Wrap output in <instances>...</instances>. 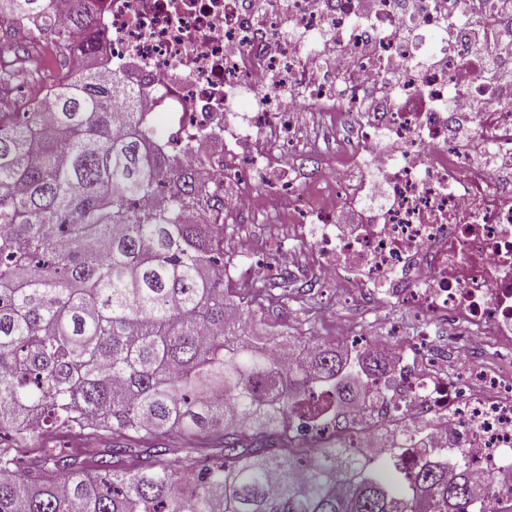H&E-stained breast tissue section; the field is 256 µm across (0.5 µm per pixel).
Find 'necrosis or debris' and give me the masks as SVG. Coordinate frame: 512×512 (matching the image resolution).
<instances>
[{
	"instance_id": "1",
	"label": "necrosis or debris",
	"mask_w": 512,
	"mask_h": 512,
	"mask_svg": "<svg viewBox=\"0 0 512 512\" xmlns=\"http://www.w3.org/2000/svg\"><path fill=\"white\" fill-rule=\"evenodd\" d=\"M99 22L102 60L140 110L210 159L225 216L256 206L275 118L349 113L350 167H323L332 195L289 200V221L315 227L329 276L466 333L421 359L396 351L387 394L304 445L444 448L512 507V370L475 365L465 389L448 375L489 347L512 358V0H102ZM374 160L386 201L346 233L336 210L358 203L352 169Z\"/></svg>"
}]
</instances>
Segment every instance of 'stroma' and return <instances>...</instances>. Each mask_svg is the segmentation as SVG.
Returning a JSON list of instances; mask_svg holds the SVG:
<instances>
[{"mask_svg":"<svg viewBox=\"0 0 512 512\" xmlns=\"http://www.w3.org/2000/svg\"><path fill=\"white\" fill-rule=\"evenodd\" d=\"M9 51L19 56L12 89L0 93V112H10L17 100L38 97L46 86L45 67L57 58L55 42L44 37L27 47L24 36L9 40ZM273 147L281 163L298 177L297 188L312 202L322 189L315 179L321 166L345 158L356 148L346 117L330 120L322 112L299 113L294 129ZM285 206L284 197L262 193L256 213L224 227V255L235 266L248 268L245 276L232 278L230 292L244 296L248 289H267L272 299L255 313L252 332L258 341L279 334L312 336L319 343L344 348L346 338L337 330L347 323L355 331L368 328L385 336L387 350L420 346L419 333L428 329L437 341H452L455 331L445 323H427L404 307L361 293H347L342 282L325 277L313 251V236L297 225L278 224L269 216ZM289 251L295 262L282 270L277 257Z\"/></svg>","mask_w":512,"mask_h":512,"instance_id":"obj_1","label":"stroma"}]
</instances>
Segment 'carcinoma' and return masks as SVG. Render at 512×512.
<instances>
[{
    "instance_id": "1",
    "label": "carcinoma",
    "mask_w": 512,
    "mask_h": 512,
    "mask_svg": "<svg viewBox=\"0 0 512 512\" xmlns=\"http://www.w3.org/2000/svg\"><path fill=\"white\" fill-rule=\"evenodd\" d=\"M96 2L70 0L61 33L50 0H5L0 31L89 59ZM50 93L47 112H0V512H474L469 465L450 479L435 448L407 469L399 449L290 446L358 379L387 387L384 357L316 344L283 370L310 341H254L261 289L230 318L207 160H178L112 70H66ZM35 423L108 447L22 457Z\"/></svg>"
}]
</instances>
